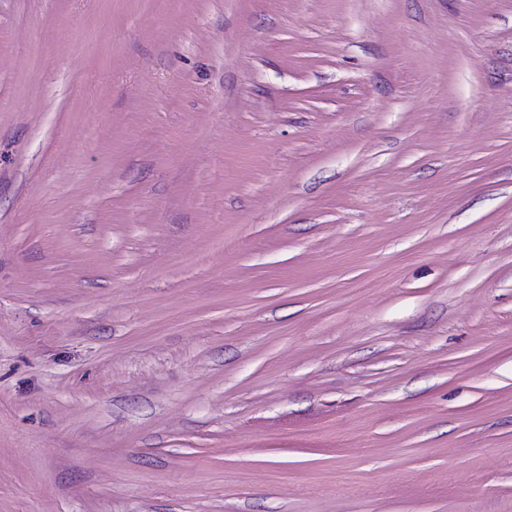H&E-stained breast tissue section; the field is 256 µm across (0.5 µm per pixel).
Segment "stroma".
Listing matches in <instances>:
<instances>
[{
	"label": "stroma",
	"instance_id": "stroma-1",
	"mask_svg": "<svg viewBox=\"0 0 512 512\" xmlns=\"http://www.w3.org/2000/svg\"><path fill=\"white\" fill-rule=\"evenodd\" d=\"M0 512H512V0H0Z\"/></svg>",
	"mask_w": 512,
	"mask_h": 512
}]
</instances>
